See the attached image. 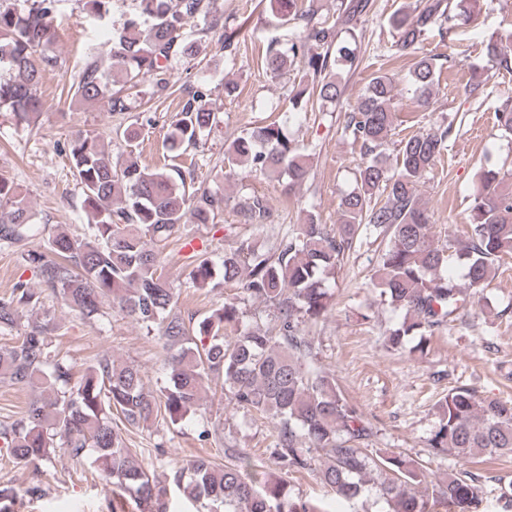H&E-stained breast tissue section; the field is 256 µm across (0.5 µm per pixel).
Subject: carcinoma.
Returning <instances> with one entry per match:
<instances>
[{
    "label": "carcinoma",
    "instance_id": "cac0c4a2",
    "mask_svg": "<svg viewBox=\"0 0 512 512\" xmlns=\"http://www.w3.org/2000/svg\"><path fill=\"white\" fill-rule=\"evenodd\" d=\"M60 0H0V112L17 124L31 125L44 103L39 88L45 73L63 61L48 53L56 39L53 20ZM85 10L102 19L112 0H81ZM276 27L296 17L302 29L287 42L271 38L262 53L266 71L278 78L299 64L305 80L291 97L292 109H307L316 95L320 106L339 103L340 75L355 64V34L341 37L340 24L367 9V0L340 5L336 20L298 0H276ZM137 11L112 36L105 57L90 52L70 86L78 103H102L111 112L126 110L116 84L135 87L146 78L168 85L172 56L194 52L190 21L209 14L210 0H136ZM480 0H424L390 18L395 30L391 50L397 57L416 54L421 37L451 10L471 18ZM487 56L497 70L512 71V36L491 38ZM443 64L424 56L410 73L417 102L432 100ZM491 75L473 69L468 94L487 99ZM394 85L386 74L368 82L360 101L344 114L343 133L359 148L361 165L353 189L340 197L336 230L318 222L311 210L299 224H287L267 249L252 239H238L220 264L208 246L191 255V283L198 289L240 284L251 298L270 304L278 332L227 330L239 326L238 304L226 299L199 321L176 312V291L163 274L161 255L186 222L212 224L224 210V195L194 188V175L177 165L159 170L133 162L112 161L105 138L78 132L69 142L71 168L83 193L87 222L79 234L44 225L45 251H30L29 263L47 286L85 319L100 315L104 301L146 330L158 329L166 351L165 381L145 388L139 370L108 353L94 356L81 370L52 349L46 333L52 319L32 324L8 344L0 345V382L30 389L23 413L0 421V451L15 464L40 472L56 449L74 459L91 457L104 478L138 502L141 512H169V488L207 507V512H320L293 498L288 478L314 472L338 498H357L367 476L388 512H430L439 497L467 512L478 496V478L451 472L429 485L423 467L396 453L375 455L366 444L373 436L364 414L349 404L334 375L315 366L312 342L304 326L326 316L332 301L329 279L362 234L388 238L370 284L393 308L404 312L388 341L395 349L456 317L474 303L493 280L496 264L512 255V173L483 168L469 206V227L456 250L466 270L464 287L448 278L449 255L435 241L434 225L417 186L446 148L452 126L430 127L399 140L396 153L386 146L395 130ZM499 126L512 135V101L496 107ZM216 123L200 92L193 93L172 121L167 136L171 152L195 149ZM312 152L274 124L257 126L236 137L224 152V164L236 175L261 173L287 179L286 191L303 182ZM241 212L255 224L268 213L266 203L248 198ZM33 219L26 191L0 173V242L13 246L28 240ZM42 304L41 294L26 284L0 300V333L13 330L20 307ZM223 380L224 395L237 409L275 420L271 455L279 475L258 483L251 475L250 453L227 448L224 465L196 456L157 475L135 459L115 420L141 428L156 422L180 423L196 413L205 384ZM437 416L429 445L436 456L453 452L463 459L512 454V403L486 399L471 388L448 390L434 405ZM326 461L316 465V453ZM33 483L23 489L0 483V512H12L20 494L42 495Z\"/></svg>",
    "mask_w": 512,
    "mask_h": 512
}]
</instances>
